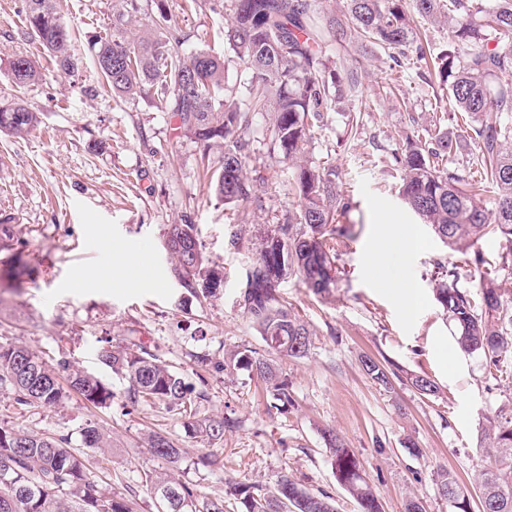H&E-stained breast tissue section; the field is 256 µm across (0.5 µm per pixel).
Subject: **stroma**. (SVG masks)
I'll return each instance as SVG.
<instances>
[{"label": "stroma", "instance_id": "stroma-1", "mask_svg": "<svg viewBox=\"0 0 512 512\" xmlns=\"http://www.w3.org/2000/svg\"><path fill=\"white\" fill-rule=\"evenodd\" d=\"M114 3L60 0L83 60L80 73L53 70L20 88L10 62L34 50L23 33L25 0H0V98H23L41 114L40 126L26 137L0 133V214L12 217L19 237L0 248V338L49 362L66 354L73 368L94 374L114 394L110 404L96 407L73 392L51 409L13 406L0 394V425L63 435L80 450H87L86 426L95 425L109 446L87 450L90 475L120 496L137 490L144 471L158 468L144 440L154 430L184 448L179 477L205 495L222 496L231 482L268 487L285 475L330 495L336 512H357L336 481L323 439L331 429L357 454L383 512H404L411 496L424 512H455L438 493L435 473L448 469L475 489L486 461L477 436L487 419L512 411V378L494 380L479 356L459 349L434 292L441 261L456 264L457 288L471 293L480 276L497 275L498 240L479 242L484 264L475 268L450 254L398 195L402 172L394 156L407 135H424L436 113L449 110L447 90L424 82V62L397 72L386 53L330 45L334 66L358 78L361 95L323 113L306 157L335 168L351 204L350 233L336 240L339 273L329 294H314L293 272L281 280V298L313 336L306 357L273 354L239 299L261 237L297 205L295 169L273 149L269 116H255L247 175L260 199L234 209L217 201L209 183L221 149L203 153L155 94L113 99L88 60V44L107 28ZM168 8L171 24L186 37L185 52L223 53L225 91L245 96L252 73L218 36L232 20L231 0H199L192 8L168 0ZM186 214L199 226L205 256L224 268L223 290L205 302L174 279L162 247L168 226ZM385 215L415 225L422 241L406 267L421 296L410 315L376 286L368 268ZM22 262L27 274L18 281L9 272ZM116 269L119 283L109 288L77 281L82 273ZM131 340L202 393L198 417L235 419L223 439L191 437L184 415L129 400L128 380L97 355ZM243 349L270 356L287 379L295 399L288 412L273 408L253 373L225 369V355ZM366 354L393 364L399 377L392 388L366 375L360 363ZM413 372L433 379L437 396L411 388L403 376ZM203 453L220 456L223 468L198 467Z\"/></svg>", "mask_w": 512, "mask_h": 512}]
</instances>
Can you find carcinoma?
Here are the masks:
<instances>
[{
  "instance_id": "obj_1",
  "label": "carcinoma",
  "mask_w": 512,
  "mask_h": 512,
  "mask_svg": "<svg viewBox=\"0 0 512 512\" xmlns=\"http://www.w3.org/2000/svg\"><path fill=\"white\" fill-rule=\"evenodd\" d=\"M166 2L118 0L108 29L96 37L89 52L113 96L127 99L151 91L166 101L180 127L203 151L214 145L224 148L211 188L226 206H239L254 196L246 172L251 114L271 116L280 154L297 168L298 208L261 240L241 291L242 308L269 349L289 357L307 354L312 333L282 302L277 287L292 270L315 293L328 292L335 283L334 241L347 232L349 203L336 186V170L305 159L314 122L341 102L344 91L355 94L359 89L358 80L342 78L325 55L323 46L338 37L372 52L389 51L395 69L404 67L406 49L412 46L418 60L426 59L413 16L447 26V48L426 64L423 78H435L448 90L450 110L440 114L428 137L406 138L405 149L395 158L402 171L399 195L450 250L470 254L476 267L483 257L475 246L490 234L496 236L502 248L501 270L512 278V126L499 118L512 113V0H345L341 18L321 16V0H232L233 21L224 27L223 40L251 70L252 80L247 107L229 94L222 112L214 106L224 86V59L212 49L185 54V37L168 24ZM141 16L148 23L140 24ZM24 24L47 67L68 75L78 72L81 60L71 52L72 37L58 0H26ZM42 69L26 54L15 56L10 64L18 86L42 80ZM460 121L477 151L482 174L497 189L491 208L448 167V156L458 149L448 139V124ZM39 122V113L28 102L0 101L1 133L22 138ZM164 244L169 246L173 276L184 288L205 298L219 294L224 271L205 257L191 216L169 225ZM456 277L454 264H438L435 297L455 326L458 345L482 357L489 369L511 374L506 356L512 352V297L494 277L479 280L476 296L454 287ZM99 361L128 379L135 402L184 412L195 405L183 375L135 341L102 348ZM361 363L373 382L384 388L392 385L393 372L384 364L367 355ZM224 365L245 367L261 379L275 409L286 411L294 405L288 383L264 356L235 351ZM61 371L68 373L69 387L88 403L99 407L112 400V391L94 376L71 370L67 358L49 364L19 343L0 342V391L11 395L16 405L58 406L66 396L57 378ZM409 380L423 396L438 392L428 377L414 375ZM230 427L231 421L222 416L187 422L191 434L204 441L224 438ZM325 440L336 480L359 512H381L380 497L363 477L354 451L334 432ZM67 442L63 435L0 426V512H134L133 498L114 495L90 479L84 454ZM479 443L495 449L494 461L479 477V512H512V414L489 420ZM147 445L167 464L142 476V487L157 512H224L227 497L234 500L237 512H335L329 495L311 493L286 476L271 488L236 482L222 497L204 496L170 468L184 449L159 432L148 435ZM435 484L457 512H471V498L454 473L437 471Z\"/></svg>"
}]
</instances>
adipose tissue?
Returning a JSON list of instances; mask_svg holds the SVG:
<instances>
[{
  "label": "adipose tissue",
  "mask_w": 512,
  "mask_h": 512,
  "mask_svg": "<svg viewBox=\"0 0 512 512\" xmlns=\"http://www.w3.org/2000/svg\"><path fill=\"white\" fill-rule=\"evenodd\" d=\"M419 246V236L412 225L386 220L381 225L376 246L369 258V270L376 283L408 313L418 306L420 294L401 275L400 269Z\"/></svg>",
  "instance_id": "1"
}]
</instances>
